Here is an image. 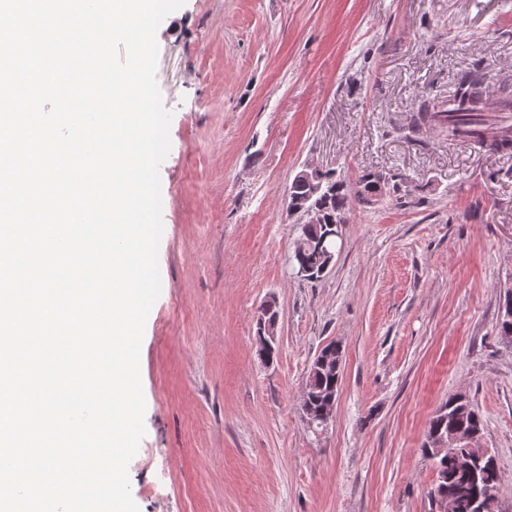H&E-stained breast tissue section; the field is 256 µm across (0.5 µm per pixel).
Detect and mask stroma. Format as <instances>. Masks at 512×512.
<instances>
[{"label":"stroma","instance_id":"35a3bbf8","mask_svg":"<svg viewBox=\"0 0 512 512\" xmlns=\"http://www.w3.org/2000/svg\"><path fill=\"white\" fill-rule=\"evenodd\" d=\"M173 113L160 169L161 292L140 373L139 512H431L428 420L464 394L512 512V155L400 129L461 72L512 84V0H186L160 24ZM402 182L353 204L317 281L293 275L287 191L305 165ZM277 354L256 353L261 305ZM344 349L332 419L300 408L310 365Z\"/></svg>","mask_w":512,"mask_h":512}]
</instances>
